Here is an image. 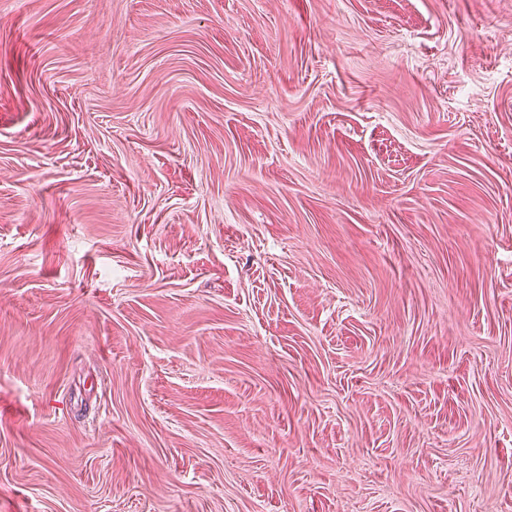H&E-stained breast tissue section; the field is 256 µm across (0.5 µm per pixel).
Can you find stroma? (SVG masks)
I'll return each instance as SVG.
<instances>
[{
	"instance_id": "35a3bbf8",
	"label": "stroma",
	"mask_w": 512,
	"mask_h": 512,
	"mask_svg": "<svg viewBox=\"0 0 512 512\" xmlns=\"http://www.w3.org/2000/svg\"><path fill=\"white\" fill-rule=\"evenodd\" d=\"M0 512H512V0H0Z\"/></svg>"
}]
</instances>
